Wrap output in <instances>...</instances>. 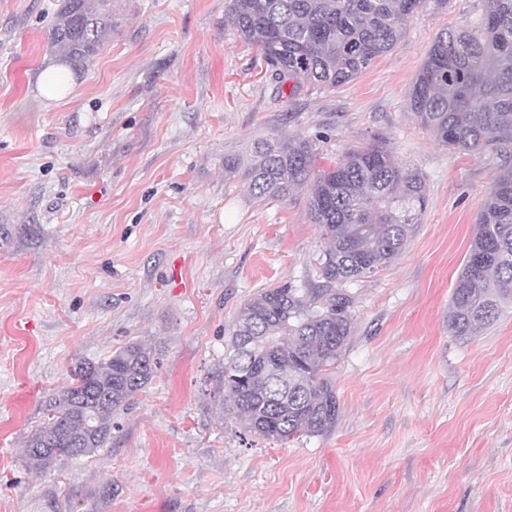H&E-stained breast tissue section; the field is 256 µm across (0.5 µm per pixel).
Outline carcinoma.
I'll use <instances>...</instances> for the list:
<instances>
[{"instance_id":"1","label":"carcinoma","mask_w":512,"mask_h":512,"mask_svg":"<svg viewBox=\"0 0 512 512\" xmlns=\"http://www.w3.org/2000/svg\"><path fill=\"white\" fill-rule=\"evenodd\" d=\"M429 0H228L240 38L255 47L279 94L329 91L386 55L407 20ZM480 33L446 30L433 41L409 96L412 114L438 144L478 151L512 145V0H483ZM112 0H63L48 33L52 52L87 64L112 34ZM224 173L249 184L259 201L286 200L309 187L308 209L326 247L323 284L285 281L239 305L230 328L220 397L245 429L286 444L328 433L339 417L332 381L353 327L351 298L336 285L375 273L401 251L427 207L425 183L398 165L382 137L345 151L332 168L313 169L312 141H260L244 163L224 157ZM451 296L448 331L482 335L512 311V168L489 191ZM160 366L130 343L68 371L47 419L25 441L24 456L45 473L60 458L89 454Z\"/></svg>"}]
</instances>
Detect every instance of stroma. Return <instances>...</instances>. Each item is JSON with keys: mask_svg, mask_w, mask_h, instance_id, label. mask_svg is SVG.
Instances as JSON below:
<instances>
[{"mask_svg": "<svg viewBox=\"0 0 512 512\" xmlns=\"http://www.w3.org/2000/svg\"><path fill=\"white\" fill-rule=\"evenodd\" d=\"M118 26L63 94L47 32L62 0H0V512H512V314L448 331L476 217L512 155L455 152L409 94L437 34L483 0H429L373 68L278 97L227 0H113ZM315 139L314 167L386 138L428 205L401 253L346 284L354 331L335 428L285 444L218 392L240 303L321 285L306 192L256 201L224 158ZM131 342L160 361L96 452L29 467L23 444L75 362Z\"/></svg>", "mask_w": 512, "mask_h": 512, "instance_id": "obj_1", "label": "stroma"}]
</instances>
